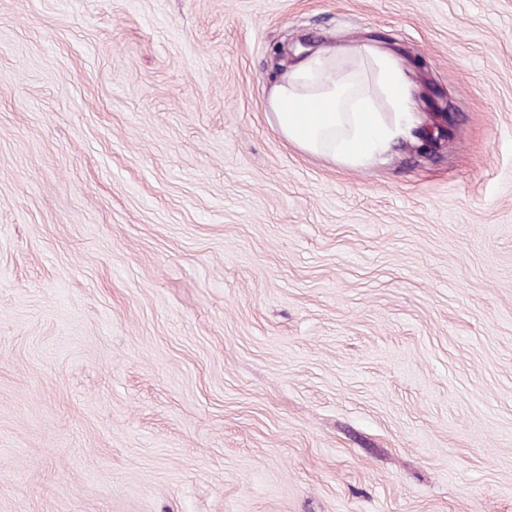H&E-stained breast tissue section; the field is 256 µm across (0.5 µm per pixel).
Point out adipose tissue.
I'll return each mask as SVG.
<instances>
[{
  "label": "adipose tissue",
  "mask_w": 512,
  "mask_h": 512,
  "mask_svg": "<svg viewBox=\"0 0 512 512\" xmlns=\"http://www.w3.org/2000/svg\"><path fill=\"white\" fill-rule=\"evenodd\" d=\"M416 86L397 58L371 43L326 46L277 73L267 102L301 151L358 169L413 137Z\"/></svg>",
  "instance_id": "1"
}]
</instances>
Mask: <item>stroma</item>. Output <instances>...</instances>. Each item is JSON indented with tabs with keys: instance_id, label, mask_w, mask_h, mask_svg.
I'll list each match as a JSON object with an SVG mask.
<instances>
[{
	"instance_id": "stroma-1",
	"label": "stroma",
	"mask_w": 512,
	"mask_h": 512,
	"mask_svg": "<svg viewBox=\"0 0 512 512\" xmlns=\"http://www.w3.org/2000/svg\"><path fill=\"white\" fill-rule=\"evenodd\" d=\"M304 42L441 156L290 144ZM0 512H512V0H0Z\"/></svg>"
}]
</instances>
